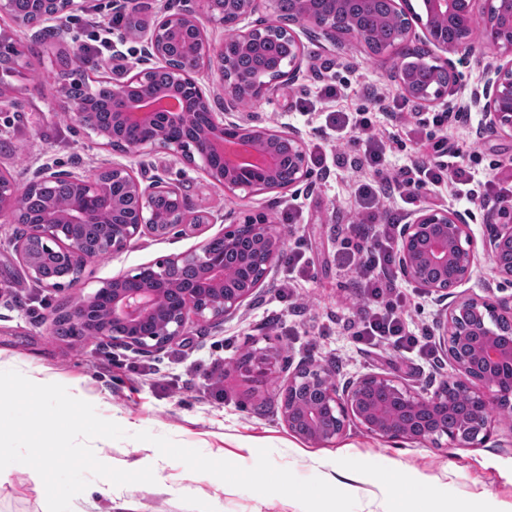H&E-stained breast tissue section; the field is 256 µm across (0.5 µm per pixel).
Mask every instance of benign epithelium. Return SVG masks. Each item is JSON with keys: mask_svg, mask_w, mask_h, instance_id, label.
I'll return each instance as SVG.
<instances>
[{"mask_svg": "<svg viewBox=\"0 0 512 512\" xmlns=\"http://www.w3.org/2000/svg\"><path fill=\"white\" fill-rule=\"evenodd\" d=\"M29 13L18 19L37 32L47 23L64 31L82 0H30ZM199 8L181 14H163L143 25L139 37L145 43L147 67L125 81L106 78L99 92L90 97L71 94L68 81L57 83L58 109L69 119L104 141V145L127 155L159 148L202 171L227 197L238 190L262 192L291 190L309 179L307 152L302 132L294 127L260 126L237 109L244 98L256 100L274 87L292 83L299 71L303 43L291 28H284L293 53L272 74L261 77L236 66V57L225 49L227 40L208 35L207 28H221L233 42L245 49L274 38L269 27L242 29L240 22L259 4L277 12L281 0H224V9L214 0H198ZM296 10L289 23L330 42L340 35H355L371 53L383 52L404 60L411 56L416 36L410 17L421 25L424 39L446 53L441 71L448 81L455 78L452 56L473 53L476 44L493 45L500 59L483 75L482 86L472 90L470 103L483 113L485 127L512 134V0H423L425 16L414 15L409 0H392L398 26L397 39L383 51L374 46L371 29L358 24L356 13L364 12L372 0H295ZM482 17L479 36L473 22ZM23 67L21 55L12 52V33L0 30V103H11L3 92L4 77ZM218 72L224 81V111L214 110L199 81L206 71ZM398 81L403 95L421 107L439 103L443 87L420 86L413 72L401 64ZM175 97L180 109H154L159 98ZM191 109L204 118L200 135L171 138L159 125H178ZM280 139L288 141V156L277 149ZM254 149L261 157L237 167L216 169L212 160L224 154V144ZM67 181L73 190L67 212L62 216L44 214L32 219L17 206L20 190L46 193L53 184ZM171 197V207L158 217L153 207L159 194ZM196 206L180 190L162 178H138L120 163L92 174L52 172L42 167L21 182L0 173V216L13 224H24L28 232L16 240V251L27 275L45 286L41 259L30 251V239L58 255L66 277L74 283L85 265L102 255H117L131 242L145 236L163 237L171 225H183ZM110 211L112 224L91 243L75 229L99 222ZM509 221L491 224L488 237L477 243L461 213L433 206L411 212L398 233L397 269L401 277L434 297L440 306L437 322L438 345L456 376L443 380L432 392L421 391L391 376L375 373L341 382L317 361L310 359L288 372L281 391L280 413L288 430L313 445H326L342 438L352 423L387 439L430 441L437 445L445 437L458 447L469 448L490 438L496 420L494 407L512 410V379L500 375L512 372V293L485 297H464L453 301V290L471 279L479 256H485L497 273L512 280V204L497 210ZM285 238L275 224L262 215L224 230V249L211 243L200 251L169 258L137 269L134 275L112 278L87 299L76 303L60 320L82 326L85 335L106 339L134 353L161 350L186 334L191 321L222 324L234 318L245 302L253 299L273 269L284 248ZM243 253L246 260L237 274L227 276L225 260ZM195 267L204 277L200 288L169 286L171 271ZM168 289L171 301L160 312V289ZM248 372L264 381L277 374L276 363L267 357H248ZM463 397L469 410L448 424V407Z\"/></svg>", "mask_w": 512, "mask_h": 512, "instance_id": "benign-epithelium-1", "label": "benign epithelium"}]
</instances>
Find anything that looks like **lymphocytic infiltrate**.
<instances>
[{
  "instance_id": "f902f5d3",
  "label": "lymphocytic infiltrate",
  "mask_w": 512,
  "mask_h": 512,
  "mask_svg": "<svg viewBox=\"0 0 512 512\" xmlns=\"http://www.w3.org/2000/svg\"><path fill=\"white\" fill-rule=\"evenodd\" d=\"M367 103L352 112H329L325 127L336 135L338 151L328 155L326 148H317L313 165L324 171L328 163L343 167L347 152H355L361 165L374 173L373 178L357 182L354 189V219L348 224V233L336 252L338 265L354 272L359 279L365 311L353 333L356 343H382L396 352L413 350L426 352L430 333L410 330L405 311L406 296L401 283L391 274L396 263L395 237L398 217L381 213L382 201L388 192H397L407 204L444 183H451L457 195L475 201L485 198L490 191L500 196L512 194V189L498 186L495 177L478 180L474 172L460 164V151H449L444 160H421L393 169L387 160V142L379 115L390 112L392 117L402 115L398 105L386 103L375 93H367Z\"/></svg>"
}]
</instances>
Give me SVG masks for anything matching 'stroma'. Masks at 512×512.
<instances>
[{"instance_id": "stroma-1", "label": "stroma", "mask_w": 512, "mask_h": 512, "mask_svg": "<svg viewBox=\"0 0 512 512\" xmlns=\"http://www.w3.org/2000/svg\"><path fill=\"white\" fill-rule=\"evenodd\" d=\"M78 20L65 36H38L14 26L0 15V28L10 29L14 45L35 47L25 65L11 77L13 105L0 109V172L21 177L24 170L49 165L57 170L89 174L100 167L122 163L145 176H159L176 184L211 216L198 229L178 226L165 238L144 237L113 257L85 266L78 282L58 291L43 287L25 273L14 251L24 234L20 224L0 218V368L16 370L27 378L64 385L81 394L97 414L129 431L122 440L96 439L91 446L100 461L118 468L142 460L164 481L119 487L133 502V512H199L202 499H211L217 512H303L295 500L261 496L230 486L218 478L188 470L181 462L161 456L154 445L134 440L148 431L195 448L207 457L243 467L253 466L257 450L270 448L276 466L307 479L329 473L337 459L354 463L376 461L378 470L344 484L357 500L355 512H391L392 498L386 469L406 471L431 481L438 492V512H454L465 500L475 512H512V416L494 409L498 426L492 437L473 448L439 447L384 439L358 426L350 427L335 444L316 447L291 433L280 414L279 388L289 366L315 358L332 368L339 380L369 373H384L419 387H434L451 371L442 351L433 357L400 354L383 345L359 348L349 330L359 321L363 299L351 272L336 262V251L352 219L353 184L346 171L330 176L312 174L294 191L226 197L195 167L162 151L127 156L103 147L97 137L58 112L55 76L58 54L70 55V77L80 81L97 75L116 76L140 70L142 41L126 33V14L112 8V0H84ZM304 56L297 81L278 87L245 107L257 122L299 128L307 151H315L316 127L324 113L351 112L371 89L402 102L407 112L417 105L406 100L395 79L399 59H374L356 37L342 38V51L326 40L303 36ZM489 45L456 61L457 82L447 86L434 111L461 113L448 124V147L462 149L477 175L496 172L501 185L512 184V137L482 132V114L469 106L472 89L479 86L483 68L495 62ZM336 81L341 95L322 99L325 82ZM423 202L469 214L475 238L487 232L488 208L497 197L480 204L457 198L452 186L425 193ZM290 210L293 223L284 224L286 244L302 237L311 263V281L303 283L297 299L283 297L288 278L285 260H278L257 297L224 324L195 323L187 334L162 351L143 356L116 348L103 340L58 335L54 320L67 305L79 302L112 277L196 249L202 242L223 236L226 227L250 215H265L278 222ZM267 355L277 362L276 378L259 381L241 367L251 355ZM219 379L223 400H215L206 385L208 376ZM0 512H47L41 479L32 468L16 472L0 484Z\"/></svg>"}]
</instances>
